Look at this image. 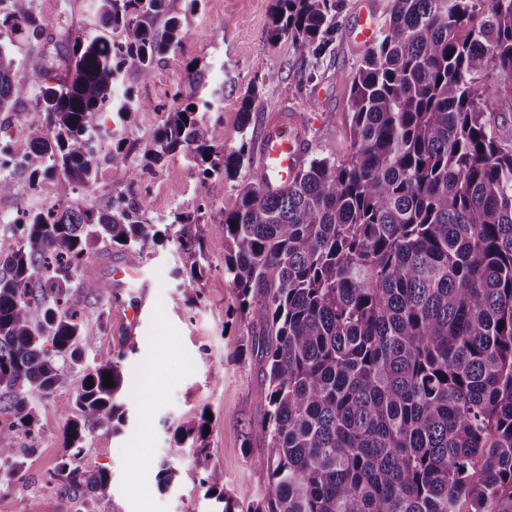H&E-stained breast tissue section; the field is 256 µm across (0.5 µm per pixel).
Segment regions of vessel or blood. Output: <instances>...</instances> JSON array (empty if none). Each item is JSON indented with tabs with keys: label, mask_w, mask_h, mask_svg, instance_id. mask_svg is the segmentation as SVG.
Listing matches in <instances>:
<instances>
[{
	"label": "vessel or blood",
	"mask_w": 512,
	"mask_h": 512,
	"mask_svg": "<svg viewBox=\"0 0 512 512\" xmlns=\"http://www.w3.org/2000/svg\"><path fill=\"white\" fill-rule=\"evenodd\" d=\"M355 33L359 45L375 42L378 31L374 12L357 16ZM308 133L301 113L283 108L265 117L254 148V164L265 175V191L274 193L288 185L305 156Z\"/></svg>",
	"instance_id": "vessel-or-blood-1"
}]
</instances>
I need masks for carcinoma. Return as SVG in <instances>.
Segmentation results:
<instances>
[{"instance_id": "1", "label": "carcinoma", "mask_w": 512, "mask_h": 512, "mask_svg": "<svg viewBox=\"0 0 512 512\" xmlns=\"http://www.w3.org/2000/svg\"><path fill=\"white\" fill-rule=\"evenodd\" d=\"M33 2L0 0V26L42 40ZM164 7L97 0V35L73 38L70 75L54 85L44 67L20 72L0 43V112L30 100L43 115L21 143L0 136V196L14 194L18 171L32 188L60 176L94 186L120 69L150 80L189 37L175 15L156 31ZM338 12V0H276L272 38L317 59ZM490 77L512 95V0H393L351 86L346 160L314 156L284 191L267 193L252 142L218 152L224 129L203 123L193 103L139 145L134 180L181 150L228 178L248 170L219 224L224 276L240 309L260 318L251 350L268 393L253 465L269 488L257 500L228 495L206 448V414L180 421L174 442L193 449L215 512H512V140L496 133ZM150 109L128 95L118 113ZM19 223L0 254V464L20 475L12 433L39 432L33 395L78 369L50 479L71 497L108 500L112 475L77 457L92 427L124 422L125 354L83 367L94 345L80 320L86 297L109 293L83 268L100 245L139 259L158 231L103 198ZM178 243L191 288L202 243L184 232Z\"/></svg>"}]
</instances>
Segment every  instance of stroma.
I'll list each match as a JSON object with an SVG mask.
<instances>
[{"label": "stroma", "mask_w": 512, "mask_h": 512, "mask_svg": "<svg viewBox=\"0 0 512 512\" xmlns=\"http://www.w3.org/2000/svg\"><path fill=\"white\" fill-rule=\"evenodd\" d=\"M374 4L387 19L393 0H341L337 30L316 68H307L300 47L291 40H273L271 13L275 0H166L165 15L178 16L189 31L183 47L170 52L155 70L153 81H142L132 67L121 69L112 92L121 103L124 92L150 100L152 111L131 113L107 123L114 140L123 143V158L102 162L95 196L134 203L140 213L166 228V236L150 245L141 260L139 279L129 281L122 299L133 304L142 282H150L153 310L142 315L136 336L118 326V309L109 298H88L83 313L86 332L95 346L87 363L125 352L122 362L129 379L126 420L120 434L110 428L91 431L81 451L84 470L106 469L112 475V496L105 501L72 498L47 485L49 470L63 454V411L79 385L71 374L46 396H34L42 428L36 436L16 432L13 446L24 463V476L0 484V512H213L204 498L191 463V451L177 447L175 425L208 412L212 415L206 444L224 486L251 497L265 495V471L253 466L265 446L261 421L267 409L262 364L251 351L255 314L241 312L237 292L224 276V235L212 224L219 211L237 202V183L223 172L204 174L191 164L188 152L165 156L130 182L127 168L136 161L140 141L153 136L168 112L200 104V118L224 130V148L242 141L240 108L248 91L258 100L253 126L265 114L283 107L306 114L310 121L309 156L331 155L345 160L351 151L349 93L364 48L352 38L358 11ZM47 22V37L33 43L0 33L13 45L21 69L46 66L56 78L66 74L68 47L74 35L96 33L95 0H35ZM13 195L0 196V225H12L22 211L46 210L76 198L64 179L47 190L30 192L28 182L15 180ZM184 215L189 234L204 244L202 274L194 287L180 260L175 215ZM176 464L169 487L160 486L162 462Z\"/></svg>", "instance_id": "stroma-1"}]
</instances>
